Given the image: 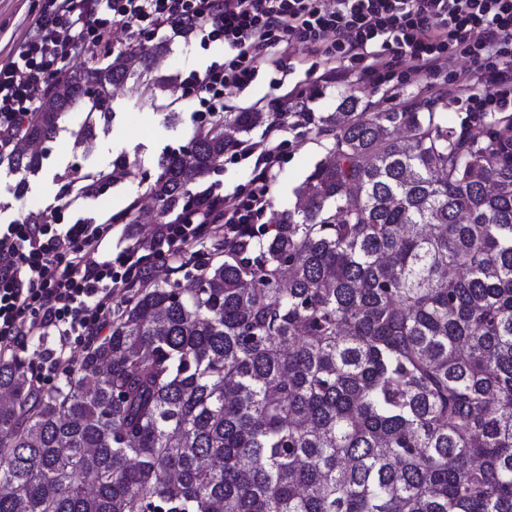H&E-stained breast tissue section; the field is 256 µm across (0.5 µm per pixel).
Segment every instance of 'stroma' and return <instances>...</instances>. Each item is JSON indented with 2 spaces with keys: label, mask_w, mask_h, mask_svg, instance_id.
I'll list each match as a JSON object with an SVG mask.
<instances>
[{
  "label": "stroma",
  "mask_w": 512,
  "mask_h": 512,
  "mask_svg": "<svg viewBox=\"0 0 512 512\" xmlns=\"http://www.w3.org/2000/svg\"><path fill=\"white\" fill-rule=\"evenodd\" d=\"M48 0H0V64L7 61L11 50L26 35L32 21L38 17ZM166 42L167 54L160 59L157 72L172 83L163 92L147 85L145 77L132 75L112 95V110L96 124L94 138L76 144L70 135L85 115L67 113L51 141L42 145L44 158L41 168L25 173L0 166V224L28 216L31 211L48 213L73 172L98 171L111 168L117 157L130 162L129 173L106 188L102 195L84 200L81 214L104 221L120 213L131 202L154 206L147 188L157 179L159 162L167 153L187 145L201 120L192 100L182 97L179 82L193 71H204L212 62L224 59V46L215 42L206 46L177 37L171 31L158 33ZM327 71L322 60L309 57L304 47H297L294 70L286 77V87L319 83L321 96L313 103L315 115L336 111L342 96L359 100L363 112L403 111L410 104L435 97L429 85L421 83L391 91L371 90L358 75L342 83L326 81ZM274 61H267L257 79L246 89H231L224 94V108L234 113L258 106L260 111L274 112L278 90L271 88L276 77ZM284 162L277 181L271 188L272 210L282 215L293 209L295 191L327 154L332 137L314 125L295 127L283 132Z\"/></svg>",
  "instance_id": "1"
}]
</instances>
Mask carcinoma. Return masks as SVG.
Segmentation results:
<instances>
[{"mask_svg": "<svg viewBox=\"0 0 512 512\" xmlns=\"http://www.w3.org/2000/svg\"><path fill=\"white\" fill-rule=\"evenodd\" d=\"M166 51L68 73L26 141L81 109L85 142ZM357 107L319 118L333 146L281 223L191 261V288L123 293L59 383L0 361V512H512V113ZM228 119L162 159L156 219L224 158Z\"/></svg>", "mask_w": 512, "mask_h": 512, "instance_id": "obj_1", "label": "carcinoma"}]
</instances>
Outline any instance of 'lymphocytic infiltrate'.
<instances>
[{
	"label": "lymphocytic infiltrate",
	"mask_w": 512,
	"mask_h": 512,
	"mask_svg": "<svg viewBox=\"0 0 512 512\" xmlns=\"http://www.w3.org/2000/svg\"><path fill=\"white\" fill-rule=\"evenodd\" d=\"M165 29L203 45L223 42V62L180 84L183 96L212 117L224 109L225 89L254 82L271 49L290 58L299 45L336 63L337 78L356 67L376 88L426 80L442 90L448 62L459 53L477 66L461 111L512 109V0H50L0 65V159L21 144L45 92L105 34L123 33V49L141 51ZM388 53L409 58L407 71H387ZM318 94L311 85L278 96L261 139L234 140L224 152L230 163L253 160L247 185L230 196L213 183L199 186L183 202L181 222L158 221L144 236L126 225L122 244L109 248L111 224L59 221L78 197L100 195L99 185L88 184L78 197L65 191L44 223L1 224L0 359L38 337L50 342L45 371H66L73 345H89L111 330L115 296L152 281L156 256L189 260L215 233L234 237L259 221L273 223L270 191L283 160L278 136L289 125L312 122L309 103Z\"/></svg>",
	"instance_id": "1"
}]
</instances>
